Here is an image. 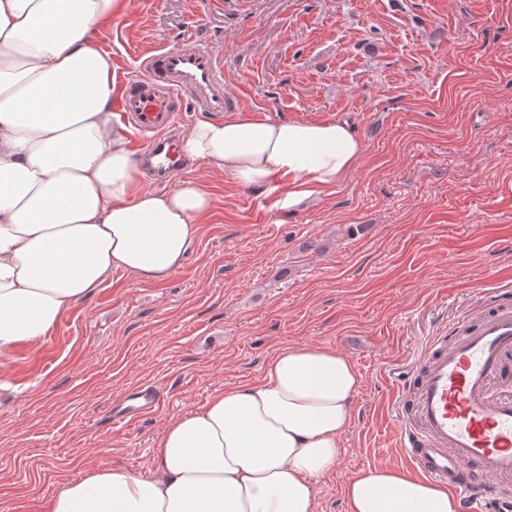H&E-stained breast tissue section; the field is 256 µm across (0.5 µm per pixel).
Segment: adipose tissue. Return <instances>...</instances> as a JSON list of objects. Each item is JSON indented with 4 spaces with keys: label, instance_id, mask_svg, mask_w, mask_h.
<instances>
[{
    "label": "adipose tissue",
    "instance_id": "obj_1",
    "mask_svg": "<svg viewBox=\"0 0 512 512\" xmlns=\"http://www.w3.org/2000/svg\"><path fill=\"white\" fill-rule=\"evenodd\" d=\"M121 0H0V351L46 336L112 278L177 272L211 209L183 180L154 191L114 110L112 56L100 43ZM186 157L232 182L284 187L294 206L355 167L360 141L336 121L225 114L184 133ZM362 386L333 348L284 350L263 376L216 390L172 419L150 475L95 468L45 512H316ZM347 512H460L446 487L391 467L347 482Z\"/></svg>",
    "mask_w": 512,
    "mask_h": 512
}]
</instances>
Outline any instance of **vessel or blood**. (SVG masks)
Returning <instances> with one entry per match:
<instances>
[{"mask_svg":"<svg viewBox=\"0 0 512 512\" xmlns=\"http://www.w3.org/2000/svg\"><path fill=\"white\" fill-rule=\"evenodd\" d=\"M143 74L127 80L118 108L147 134L145 170L163 177L183 163L171 131L183 113L223 115L224 59L209 44L153 49ZM399 402L402 446L421 474L445 483L465 512H512V491L484 488L512 477V304L462 320L449 345L423 353L405 372Z\"/></svg>","mask_w":512,"mask_h":512,"instance_id":"1","label":"vessel or blood"}]
</instances>
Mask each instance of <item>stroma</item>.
<instances>
[{
  "label": "stroma",
  "instance_id": "35a3bbf8",
  "mask_svg": "<svg viewBox=\"0 0 512 512\" xmlns=\"http://www.w3.org/2000/svg\"><path fill=\"white\" fill-rule=\"evenodd\" d=\"M208 42L232 112L347 122L354 170L314 200L237 185L212 198L183 267L113 272L39 342L0 353V512H40L90 467L148 474L166 424L259 379L280 351L331 347L362 375L318 512L399 445L398 374L457 318L512 299V0H129L102 32L116 81L140 52ZM160 391L133 424L106 411Z\"/></svg>",
  "mask_w": 512,
  "mask_h": 512
}]
</instances>
